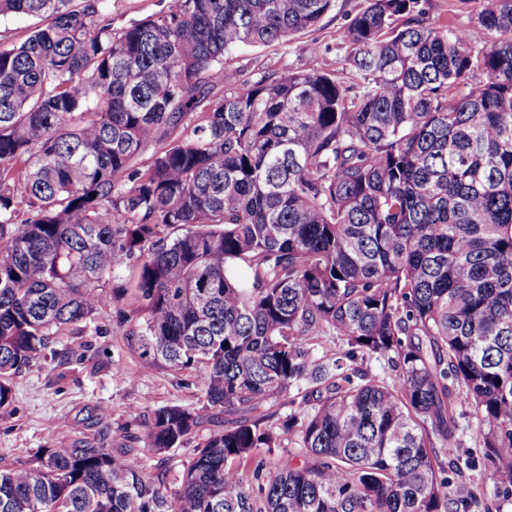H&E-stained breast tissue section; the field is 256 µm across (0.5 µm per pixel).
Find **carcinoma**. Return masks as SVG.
Wrapping results in <instances>:
<instances>
[{"instance_id": "obj_1", "label": "carcinoma", "mask_w": 512, "mask_h": 512, "mask_svg": "<svg viewBox=\"0 0 512 512\" xmlns=\"http://www.w3.org/2000/svg\"><path fill=\"white\" fill-rule=\"evenodd\" d=\"M109 2L0 0L47 21L0 42V408L131 296L143 363L205 384L197 407L131 410L145 447L199 439L174 489L128 451L43 448L0 466V512H451L459 400L512 488V0L463 31L367 0L350 81L243 88L230 51L336 0H173L116 32ZM326 333L344 348L316 358Z\"/></svg>"}]
</instances>
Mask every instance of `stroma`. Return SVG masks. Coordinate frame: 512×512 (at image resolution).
Masks as SVG:
<instances>
[{"label":"stroma","mask_w":512,"mask_h":512,"mask_svg":"<svg viewBox=\"0 0 512 512\" xmlns=\"http://www.w3.org/2000/svg\"><path fill=\"white\" fill-rule=\"evenodd\" d=\"M172 0H112V29L167 10ZM483 0H422L428 23L464 30L475 21ZM365 0H336L320 24L293 42L272 46H241L229 54L241 82L251 84L271 74L316 68L347 79L349 53L342 32ZM137 305L128 301L100 309L81 334L58 336L54 355L37 362L13 379V400L0 409V465H18L60 438L86 441L101 448L121 444L139 449L149 474H163L170 487L180 483L191 447L172 451L167 461L143 451V427L132 408L164 405L198 406L200 372L171 374L143 364L124 334V319H136ZM456 454L465 470L452 480L467 512H512V495L496 492L493 469L483 456L477 420L459 405Z\"/></svg>","instance_id":"1"}]
</instances>
